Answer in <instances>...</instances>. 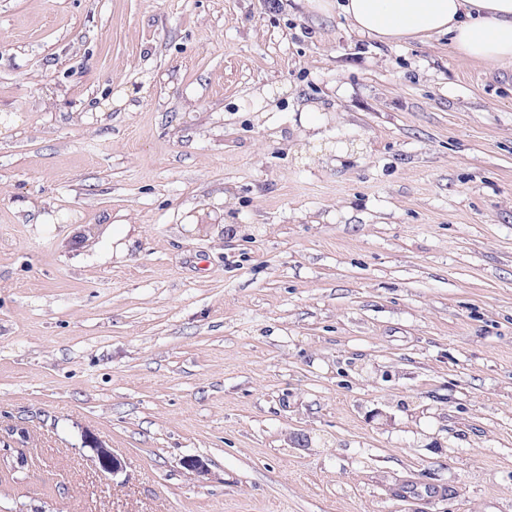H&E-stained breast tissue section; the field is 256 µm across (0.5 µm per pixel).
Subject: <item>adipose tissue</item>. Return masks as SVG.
Returning a JSON list of instances; mask_svg holds the SVG:
<instances>
[{"label":"adipose tissue","instance_id":"ef3b65f1","mask_svg":"<svg viewBox=\"0 0 512 512\" xmlns=\"http://www.w3.org/2000/svg\"><path fill=\"white\" fill-rule=\"evenodd\" d=\"M308 6L322 14L340 8L353 30L382 43L445 34L464 60L512 65V0H308Z\"/></svg>","mask_w":512,"mask_h":512}]
</instances>
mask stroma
<instances>
[{"mask_svg":"<svg viewBox=\"0 0 512 512\" xmlns=\"http://www.w3.org/2000/svg\"><path fill=\"white\" fill-rule=\"evenodd\" d=\"M0 512H512V68L0 0Z\"/></svg>","mask_w":512,"mask_h":512,"instance_id":"obj_1","label":"stroma"}]
</instances>
